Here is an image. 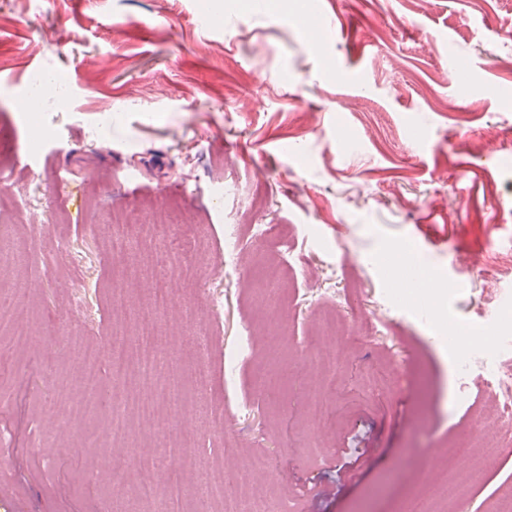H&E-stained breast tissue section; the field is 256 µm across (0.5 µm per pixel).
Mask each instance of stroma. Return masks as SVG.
I'll use <instances>...</instances> for the list:
<instances>
[{"label":"stroma","instance_id":"1","mask_svg":"<svg viewBox=\"0 0 512 512\" xmlns=\"http://www.w3.org/2000/svg\"><path fill=\"white\" fill-rule=\"evenodd\" d=\"M510 54L512 0H318L310 17L295 0H0V284L36 338L0 358V512H124L138 449L189 430L186 499L141 512H200L206 480L260 457L272 512H398L411 467L465 468L448 443L496 397L476 366L458 398L468 352L440 338L491 331L512 362V275L494 266L512 252ZM124 208L194 222L102 231ZM276 224L290 238L257 231ZM120 237L137 240L121 268ZM465 248L475 262L454 261ZM273 257L286 272L261 287ZM161 283L169 418H131L117 470L42 404L78 384L72 344L135 335ZM326 311L336 335L315 329ZM508 484L512 441L455 512H495Z\"/></svg>","mask_w":512,"mask_h":512}]
</instances>
